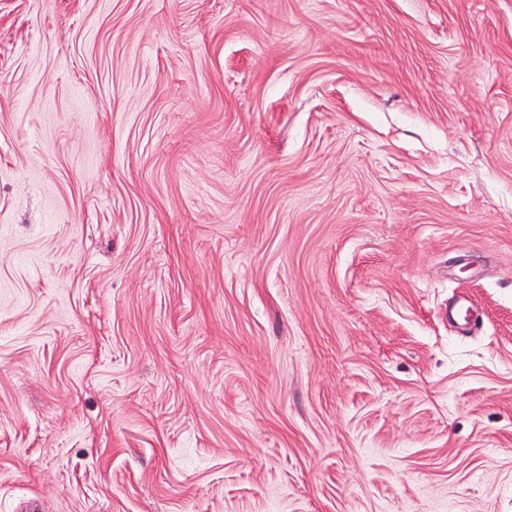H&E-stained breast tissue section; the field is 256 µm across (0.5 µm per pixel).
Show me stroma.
I'll return each instance as SVG.
<instances>
[{
  "label": "stroma",
  "instance_id": "35a3bbf8",
  "mask_svg": "<svg viewBox=\"0 0 512 512\" xmlns=\"http://www.w3.org/2000/svg\"><path fill=\"white\" fill-rule=\"evenodd\" d=\"M29 500L512 512V0H0Z\"/></svg>",
  "mask_w": 512,
  "mask_h": 512
}]
</instances>
